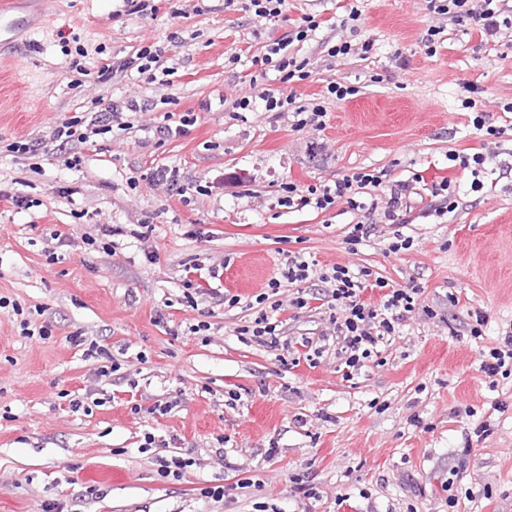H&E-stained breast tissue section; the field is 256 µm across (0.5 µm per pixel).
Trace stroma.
<instances>
[{
  "instance_id": "stroma-1",
  "label": "stroma",
  "mask_w": 512,
  "mask_h": 512,
  "mask_svg": "<svg viewBox=\"0 0 512 512\" xmlns=\"http://www.w3.org/2000/svg\"><path fill=\"white\" fill-rule=\"evenodd\" d=\"M346 4L286 0L264 24L240 0H153L151 13L127 0H21L16 16L41 22L0 39V188L32 202L0 201V297L11 302L0 310V512H512V377L480 369L512 320V28L487 37L438 21L425 0H358L361 19L344 28ZM306 14L321 26L287 52L310 59V77L261 74L255 59ZM437 23L431 55L422 38ZM342 38L353 54L329 57ZM144 45L161 51L157 78L94 80L100 56L117 62ZM332 83L355 93L336 99ZM249 87L322 105L323 127L296 129L288 112L233 116L225 99ZM130 98L146 114L96 135L95 147L12 148ZM189 111L180 135L158 138L167 116ZM479 112L497 135L475 129ZM476 152L475 177L449 159ZM74 155L80 165L67 168ZM162 165L179 169L181 192L151 183ZM361 169L385 172L377 198L406 186L412 249L389 253L390 226L347 204L278 203L282 183L303 189ZM445 179L457 207L441 215L434 186ZM360 222L376 229L349 247ZM289 250L321 269L416 281L436 316L403 321L379 365L350 379L335 349L308 360L329 310L292 308L294 287L277 297L290 349L247 341L250 304ZM193 264L219 275L189 302ZM476 312L487 319L479 337ZM24 321L47 337L23 336ZM200 323L207 331L191 333ZM93 341L118 366L109 376L86 354ZM175 398L170 413L154 412ZM173 455L193 460L177 481L152 462ZM300 476L316 498L295 489ZM215 485L222 500L202 496Z\"/></svg>"
}]
</instances>
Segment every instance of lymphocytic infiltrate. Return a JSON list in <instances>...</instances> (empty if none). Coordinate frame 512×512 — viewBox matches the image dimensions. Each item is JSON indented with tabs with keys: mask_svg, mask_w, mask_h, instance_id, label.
Listing matches in <instances>:
<instances>
[{
	"mask_svg": "<svg viewBox=\"0 0 512 512\" xmlns=\"http://www.w3.org/2000/svg\"><path fill=\"white\" fill-rule=\"evenodd\" d=\"M430 12L462 24L478 27L487 36L494 37L501 30L499 16L501 10L498 0H427ZM321 26L315 17H303L299 26L286 33L269 48L260 60L263 71H273L279 76L280 82L291 83L302 81L310 74L308 59H299L286 55L285 50L292 41H305ZM383 172L360 170L343 175L334 184L308 186L306 192H299L297 185L288 182L281 189L289 197L298 198L300 206H314L319 210H328L337 203H346L353 210H367L368 213H380L382 223L392 227V237L388 245L391 253H399L413 247L411 237L403 235L400 230L404 218L401 214L403 206V185L391 187L385 207L377 203L360 201L359 192L366 187H380L383 183ZM318 277L322 283L328 284L332 302L329 306V324L331 333L322 334L323 342L332 340L336 343V354L346 368L358 372L367 367L373 358L378 356L379 347L388 337L394 336L396 327L409 316L422 312L421 290L414 285L395 287L383 278L373 277L366 268L351 269L345 264L332 266L331 270L316 272L312 263L298 255L285 256L277 277L267 283V290L257 296L256 301L261 308L253 319L246 333L251 341L258 345L279 350L288 348V341L283 340L282 331L277 319H274L263 303L270 294L278 293L282 284H300ZM375 285L382 293L378 304H370L362 300L361 294L368 285ZM321 346L313 350L314 357H321L324 349Z\"/></svg>",
	"mask_w": 512,
	"mask_h": 512,
	"instance_id": "f902f5d3",
	"label": "lymphocytic infiltrate"
}]
</instances>
